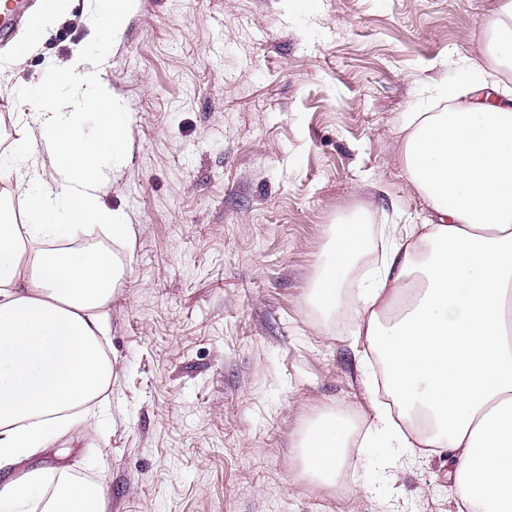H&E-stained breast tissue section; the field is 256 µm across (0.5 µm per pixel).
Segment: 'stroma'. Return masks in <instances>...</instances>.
Listing matches in <instances>:
<instances>
[{"label": "stroma", "instance_id": "1", "mask_svg": "<svg viewBox=\"0 0 512 512\" xmlns=\"http://www.w3.org/2000/svg\"><path fill=\"white\" fill-rule=\"evenodd\" d=\"M500 0H136L104 63L131 120L106 205L138 226L102 343L112 383L0 482L38 468L102 484L104 512H458L447 453L385 469L356 448L342 493L297 461L306 426L364 406L376 358L354 312L325 320L312 286L339 224H418L397 129L441 83L490 66ZM92 0L22 64L0 41V155L39 106L20 90L90 46Z\"/></svg>", "mask_w": 512, "mask_h": 512}]
</instances>
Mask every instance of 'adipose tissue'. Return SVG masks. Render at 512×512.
<instances>
[{
  "label": "adipose tissue",
  "instance_id": "adipose-tissue-1",
  "mask_svg": "<svg viewBox=\"0 0 512 512\" xmlns=\"http://www.w3.org/2000/svg\"><path fill=\"white\" fill-rule=\"evenodd\" d=\"M135 0H95L91 25L107 54ZM70 0H40L14 43L21 64ZM496 64L512 63V0L488 22ZM40 104L33 128L15 141L16 163L0 161L26 199L22 224L0 212V470L49 447L67 430L69 409L96 399L112 380L100 345L107 305L123 268L91 245L96 229L131 245L134 224L109 210L102 194L127 161L130 122L100 68L82 55L58 62L33 85ZM99 131L80 128L87 111ZM408 179L431 218L407 224L368 285L351 277L371 247L360 214L336 234L313 294L338 314L347 291L364 336L381 361L392 406L323 418L309 426L299 456L310 476L338 486L351 434L365 425L363 447L387 461L419 448H444L467 512H512V106H458L413 112L400 127ZM46 155L51 182L27 168ZM102 486L65 479L45 512H101Z\"/></svg>",
  "mask_w": 512,
  "mask_h": 512
}]
</instances>
